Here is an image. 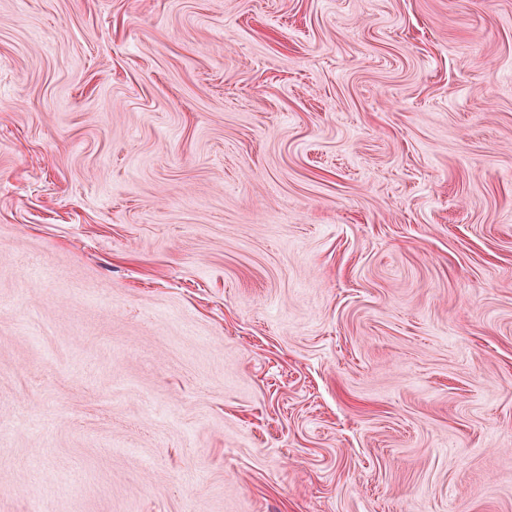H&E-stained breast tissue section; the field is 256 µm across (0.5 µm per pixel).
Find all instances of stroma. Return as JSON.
Wrapping results in <instances>:
<instances>
[{
  "label": "stroma",
  "mask_w": 512,
  "mask_h": 512,
  "mask_svg": "<svg viewBox=\"0 0 512 512\" xmlns=\"http://www.w3.org/2000/svg\"><path fill=\"white\" fill-rule=\"evenodd\" d=\"M0 512H512V0H0Z\"/></svg>",
  "instance_id": "stroma-1"
}]
</instances>
